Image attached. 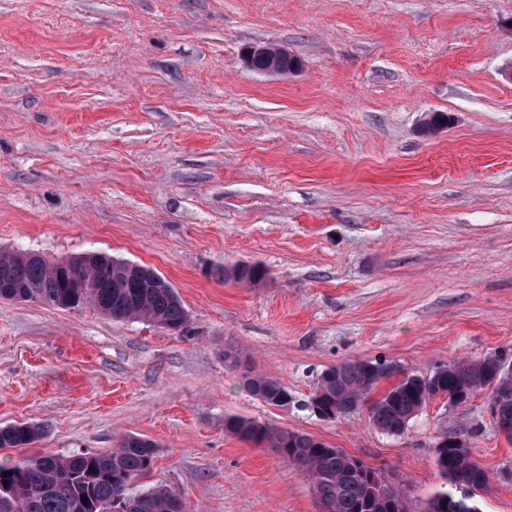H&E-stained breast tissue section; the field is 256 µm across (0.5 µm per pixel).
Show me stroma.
Returning a JSON list of instances; mask_svg holds the SVG:
<instances>
[{
  "label": "stroma",
  "mask_w": 512,
  "mask_h": 512,
  "mask_svg": "<svg viewBox=\"0 0 512 512\" xmlns=\"http://www.w3.org/2000/svg\"><path fill=\"white\" fill-rule=\"evenodd\" d=\"M512 0H0V251L155 269L184 329L91 304L0 300V427L33 451L158 446L134 491L191 512H320L308 475L225 432L239 415L387 470L410 512L463 438L512 512L485 394L389 436L307 409L323 370H423L512 351ZM302 61L261 74L246 49ZM444 113L430 136L420 127ZM258 265L257 284L225 278ZM254 372L293 395L273 407ZM286 50L269 45H255L251 46L247 52L245 53V63L247 66H250L252 60L256 56H261L266 59V67L261 73H275V74H286L287 72L283 71L279 65V59L281 55H283ZM245 384L253 396L270 406L283 407L291 400V393L278 380L246 374ZM42 434V428L33 423L0 427V448H27L37 442Z\"/></svg>",
  "instance_id": "stroma-1"
}]
</instances>
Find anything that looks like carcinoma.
Instances as JSON below:
<instances>
[{
	"mask_svg": "<svg viewBox=\"0 0 512 512\" xmlns=\"http://www.w3.org/2000/svg\"><path fill=\"white\" fill-rule=\"evenodd\" d=\"M225 276L255 283L264 280L266 270L242 265ZM0 300L38 301L56 307L89 302L115 320H144L169 329H178L187 321L175 289L164 283L147 287L145 267L107 255L90 262L81 256L49 261L24 251L1 252ZM511 368L512 360L501 352L432 371L415 369L377 395L375 390L388 377L387 365L353 360L322 371L312 402L339 417L356 415L365 408L374 428L398 436L437 395L466 402L485 391L497 427L512 439ZM245 384L253 396L270 406L282 407L291 400L288 389L275 379L248 374ZM224 431L273 448L284 461L305 471L327 512H387L379 501L376 469L342 448L309 434L272 430L234 415L224 417ZM42 434V428L33 423L0 427V448H26ZM156 454L152 440L129 434L110 453L62 457L45 452L0 462V512H187L183 499L167 488L130 492V485L152 467ZM435 459L447 489L434 493L427 512H479L476 492L489 485L487 471L446 436L435 446Z\"/></svg>",
	"mask_w": 512,
	"mask_h": 512,
	"instance_id": "cac0c4a2",
	"label": "carcinoma"
}]
</instances>
